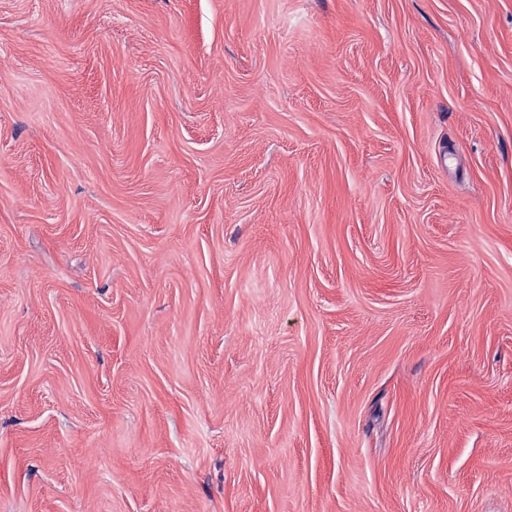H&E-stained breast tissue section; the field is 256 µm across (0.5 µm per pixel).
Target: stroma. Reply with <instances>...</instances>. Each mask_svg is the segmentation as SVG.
<instances>
[{
	"instance_id": "obj_1",
	"label": "stroma",
	"mask_w": 512,
	"mask_h": 512,
	"mask_svg": "<svg viewBox=\"0 0 512 512\" xmlns=\"http://www.w3.org/2000/svg\"><path fill=\"white\" fill-rule=\"evenodd\" d=\"M0 512H512V0H0Z\"/></svg>"
}]
</instances>
